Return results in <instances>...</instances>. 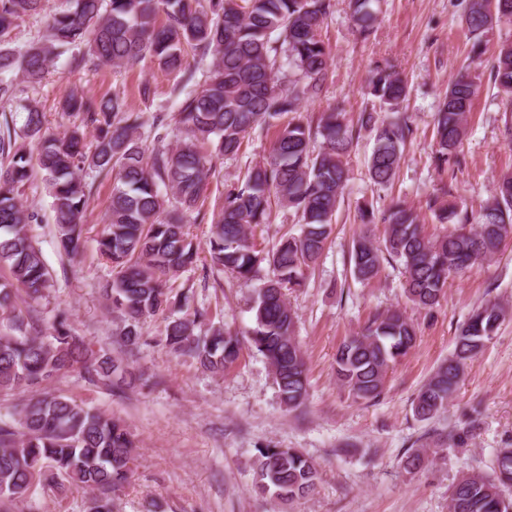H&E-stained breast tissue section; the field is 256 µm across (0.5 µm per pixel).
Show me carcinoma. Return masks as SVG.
Returning <instances> with one entry per match:
<instances>
[{
	"instance_id": "cac0c4a2",
	"label": "carcinoma",
	"mask_w": 512,
	"mask_h": 512,
	"mask_svg": "<svg viewBox=\"0 0 512 512\" xmlns=\"http://www.w3.org/2000/svg\"><path fill=\"white\" fill-rule=\"evenodd\" d=\"M47 0H0V99L14 95L15 74L35 86L53 61L71 52L80 68L91 56L114 70L150 56L158 68L181 75L184 95L174 120L182 134L173 148L148 151L137 136L142 116L127 109L118 93L95 98L69 90L61 110L75 118L63 134L45 128V115L31 101L21 134L10 125L0 135V392L28 394L15 416L0 419V512L35 485L73 488L93 494L88 512H112L110 493L133 475L135 446L125 425L111 415L55 395L48 386L74 370L107 389L131 386L136 374L111 353L78 336L68 316L59 313L47 327L19 300H36L50 287L41 250L29 236L37 215L20 201L31 178L30 148L37 150L45 174L54 235L66 257L81 249L93 185L89 171L114 178L106 222L97 239L100 255L112 264L106 297L125 321L123 342L135 345L141 319L157 312H179L168 282L197 261L184 213L198 209L213 172V160L236 154L257 126L277 127L270 154L247 170L243 181L224 189V201L208 239L211 267L255 290L254 325L248 343L268 361L281 403L300 408L308 394L307 361L296 340L298 321L287 292L303 285L306 272L321 257L332 220L348 180L347 157L354 127L336 109L321 113L317 124L304 120L303 102L320 96L328 77L330 53L322 39L324 20L335 0H69L71 7L47 15L45 33L22 52L7 37L24 16L45 12ZM374 0H349L360 35L375 21ZM512 21V0H468L467 23L475 37L493 23ZM213 56L201 89L188 88L196 71L187 50ZM285 59L298 78L278 77ZM494 83L512 97V43L499 49ZM380 106L395 109L407 85L392 67L378 68L368 83ZM476 86L459 73L448 83L434 118L435 158L444 167L458 162ZM359 128L375 130L368 171L377 186L395 177L402 150L412 134L405 121L380 120L363 112ZM322 147L310 150L313 138ZM294 209L301 226L267 251L251 241L252 230L267 222L273 202ZM383 247L369 236L353 241L352 275L362 283L377 277L383 262L403 265L404 293L420 309L434 308L448 279L494 257L512 237V172L503 174L479 219L441 236L423 230L417 211L394 199L380 213ZM506 316L497 303L473 310L457 329L453 353L425 381L413 401L420 420L446 410L467 366L476 360ZM204 314L171 319L165 343L174 353L193 356L206 370L224 374L239 358L241 339L221 325L204 336L195 333ZM414 323L398 310L375 315L336 352V377L358 400L380 397L391 365L414 347ZM255 487L281 501L312 495L318 484L316 462L297 448H257ZM495 477L479 471L459 477L448 491L449 512H512V445L498 449Z\"/></svg>"
}]
</instances>
